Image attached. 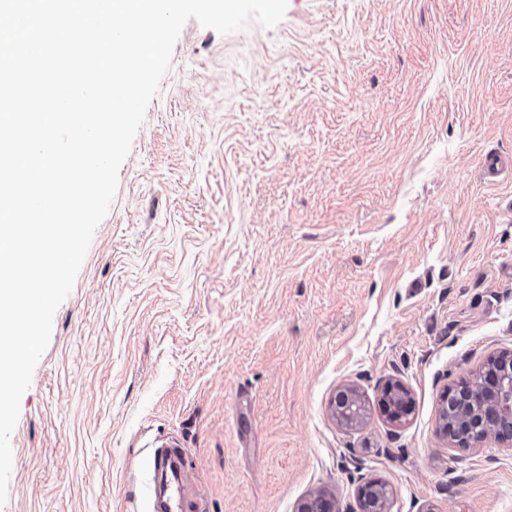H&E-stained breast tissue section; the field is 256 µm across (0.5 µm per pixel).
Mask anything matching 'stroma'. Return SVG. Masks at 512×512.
<instances>
[{"label": "stroma", "mask_w": 512, "mask_h": 512, "mask_svg": "<svg viewBox=\"0 0 512 512\" xmlns=\"http://www.w3.org/2000/svg\"><path fill=\"white\" fill-rule=\"evenodd\" d=\"M512 0H288L189 21L21 399L0 512H155L179 443L201 512H512V448L440 433L512 349ZM411 390L399 425L385 379ZM357 387L362 424L332 415ZM361 401L360 395L358 390L352 386V385H346L340 387L336 391V395L333 399L332 407L333 412L336 416V421L340 423L341 425L349 426V425H357L361 424L363 422L362 415L365 411L364 404H361L359 406V409L361 411L360 415H354V420L350 423H348L346 419V408L347 407H353L356 404H359ZM375 489L380 490L376 501L372 505L368 506V509L364 508V504L368 499L370 492ZM358 501L362 512H388L390 502V491L387 486L379 481H367L364 482L358 489ZM296 512H348L343 510L341 504L335 497L325 495H314L300 501L297 504Z\"/></svg>", "instance_id": "obj_1"}]
</instances>
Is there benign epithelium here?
<instances>
[{
    "label": "benign epithelium",
    "instance_id": "1",
    "mask_svg": "<svg viewBox=\"0 0 512 512\" xmlns=\"http://www.w3.org/2000/svg\"><path fill=\"white\" fill-rule=\"evenodd\" d=\"M443 399L451 400L445 409L440 432L451 446L475 448L488 438L512 444V349L494 353L478 372L465 382L447 385ZM358 390L352 385L336 391L332 407L336 421L348 425L346 408L360 403ZM379 401L389 421L401 422L409 415L412 393L399 379L388 378L381 387ZM380 490L376 501L362 512H389L390 491L379 481H367L358 489L359 505H365L370 492ZM296 512H344L334 497L314 495L300 501Z\"/></svg>",
    "mask_w": 512,
    "mask_h": 512
}]
</instances>
